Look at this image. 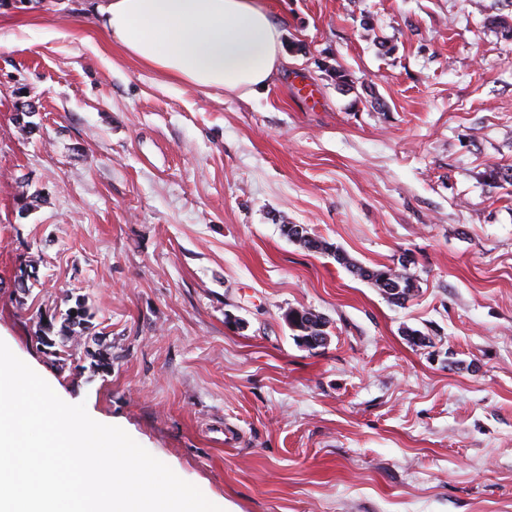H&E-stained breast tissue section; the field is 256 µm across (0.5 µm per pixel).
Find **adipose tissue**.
Returning <instances> with one entry per match:
<instances>
[{
  "label": "adipose tissue",
  "instance_id": "1",
  "mask_svg": "<svg viewBox=\"0 0 512 512\" xmlns=\"http://www.w3.org/2000/svg\"><path fill=\"white\" fill-rule=\"evenodd\" d=\"M95 22L164 77L253 95L285 59L283 31L264 0H91Z\"/></svg>",
  "mask_w": 512,
  "mask_h": 512
}]
</instances>
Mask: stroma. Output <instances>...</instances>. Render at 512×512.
I'll list each match as a JSON object with an SVG mask.
<instances>
[{
  "label": "stroma",
  "mask_w": 512,
  "mask_h": 512,
  "mask_svg": "<svg viewBox=\"0 0 512 512\" xmlns=\"http://www.w3.org/2000/svg\"><path fill=\"white\" fill-rule=\"evenodd\" d=\"M32 2L0 0V340L229 512H512L504 0H265L288 64L247 97L144 68L83 0ZM284 224L365 267L411 255L418 293ZM68 296L109 370L40 343ZM313 234V233H311ZM316 236V238L319 240V243L321 245V252L320 253H331L336 258V261L349 269L351 272L356 274L361 279L371 283L376 288L381 289L379 286L380 278L383 276L394 275L396 281L401 285L402 292H404L405 289H415V291H418V286L416 285V279L413 277L412 274L407 272V266L401 264L402 271H396L392 270V268H388L386 266L379 267V268H369V267H362L358 266L357 264L353 263L346 254L341 252L337 247L335 248L332 244L328 243L326 240L322 239L321 237L313 234Z\"/></svg>",
  "instance_id": "stroma-1"
}]
</instances>
